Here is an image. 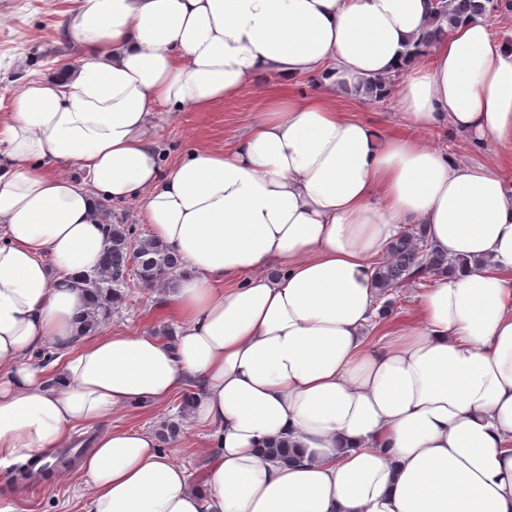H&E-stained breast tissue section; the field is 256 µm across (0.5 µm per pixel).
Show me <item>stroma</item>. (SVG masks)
I'll use <instances>...</instances> for the list:
<instances>
[{"mask_svg": "<svg viewBox=\"0 0 512 512\" xmlns=\"http://www.w3.org/2000/svg\"><path fill=\"white\" fill-rule=\"evenodd\" d=\"M76 0H0V116L11 112L23 83L31 75L53 78L79 57L75 39L67 36L61 24L66 12L76 9ZM281 88H245L235 97L213 104L206 111L158 110L151 119L149 138L157 143L166 160L172 161L198 146L224 147L235 144L263 112L270 99L280 96ZM342 111L371 123L382 134L402 132L399 107L394 97L375 102L339 93ZM437 142L461 163L493 161L512 170V151L491 144H480L471 136L448 132L437 135ZM164 292L133 287L118 310L106 322V329L134 332L173 331L175 319L161 305ZM180 424V431L162 442L163 450L175 452L194 477H203L207 457L197 447V430L181 411L180 398L154 407L131 405L113 412L106 423L111 427L142 429L159 433L167 421ZM20 489V512H80L79 490L84 483L77 469L64 471L49 480L22 482L12 465L0 467V479Z\"/></svg>", "mask_w": 512, "mask_h": 512, "instance_id": "stroma-1", "label": "stroma"}]
</instances>
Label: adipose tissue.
Returning <instances> with one entry per match:
<instances>
[{
	"label": "adipose tissue",
	"instance_id": "ef3b65f1",
	"mask_svg": "<svg viewBox=\"0 0 512 512\" xmlns=\"http://www.w3.org/2000/svg\"><path fill=\"white\" fill-rule=\"evenodd\" d=\"M432 0H80L62 77L0 120V465L66 447L79 424L194 386L202 481L154 434L109 428L80 467L82 512H512V179L424 132L512 147V46ZM270 102L231 148L165 164L157 107ZM395 81L404 132L341 112ZM58 164L78 173L55 172ZM142 199L183 261L173 339L81 336L102 199ZM407 224L455 271L371 342L374 267ZM62 350L56 386L33 360ZM288 440L301 460L268 454Z\"/></svg>",
	"mask_w": 512,
	"mask_h": 512
}]
</instances>
